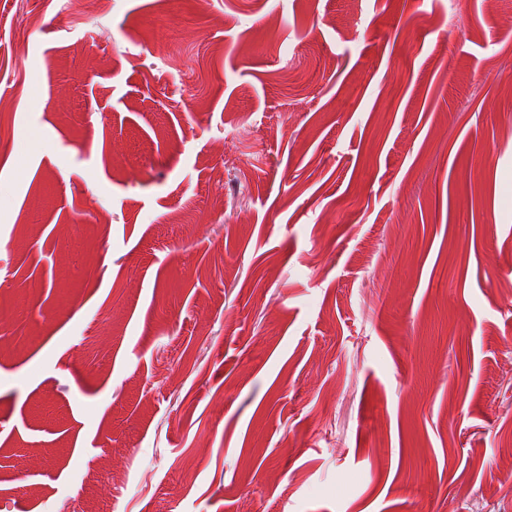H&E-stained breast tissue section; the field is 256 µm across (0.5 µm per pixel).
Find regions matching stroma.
I'll use <instances>...</instances> for the list:
<instances>
[{
    "label": "stroma",
    "mask_w": 512,
    "mask_h": 512,
    "mask_svg": "<svg viewBox=\"0 0 512 512\" xmlns=\"http://www.w3.org/2000/svg\"><path fill=\"white\" fill-rule=\"evenodd\" d=\"M38 2L0 512H512V0Z\"/></svg>",
    "instance_id": "1"
}]
</instances>
